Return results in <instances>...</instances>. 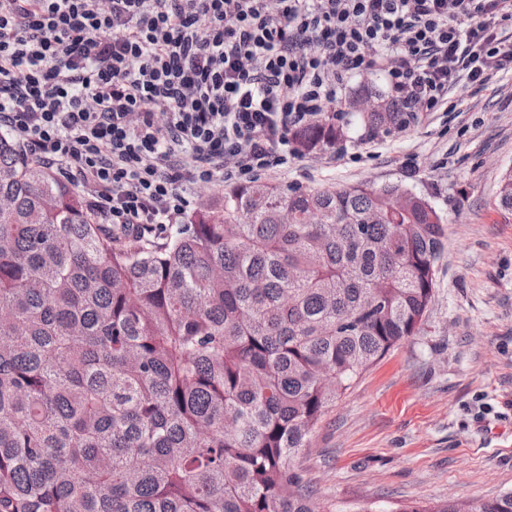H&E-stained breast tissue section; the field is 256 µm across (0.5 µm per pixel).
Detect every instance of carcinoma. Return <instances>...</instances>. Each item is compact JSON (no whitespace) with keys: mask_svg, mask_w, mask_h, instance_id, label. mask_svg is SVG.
<instances>
[{"mask_svg":"<svg viewBox=\"0 0 512 512\" xmlns=\"http://www.w3.org/2000/svg\"><path fill=\"white\" fill-rule=\"evenodd\" d=\"M351 107L399 125L379 92ZM0 200V512H320L293 461L420 330L445 239L424 196L254 181L158 242L104 229L0 132ZM399 512H512V492Z\"/></svg>","mask_w":512,"mask_h":512,"instance_id":"cac0c4a2","label":"carcinoma"}]
</instances>
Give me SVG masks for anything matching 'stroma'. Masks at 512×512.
Listing matches in <instances>:
<instances>
[{"label": "stroma", "instance_id": "stroma-1", "mask_svg": "<svg viewBox=\"0 0 512 512\" xmlns=\"http://www.w3.org/2000/svg\"><path fill=\"white\" fill-rule=\"evenodd\" d=\"M452 112L345 137L271 173L284 186L399 183L443 219L445 248L420 331L364 371L295 461L324 512H396L408 502L512 492V74L459 83Z\"/></svg>", "mask_w": 512, "mask_h": 512}]
</instances>
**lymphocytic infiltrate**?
<instances>
[{
	"mask_svg": "<svg viewBox=\"0 0 512 512\" xmlns=\"http://www.w3.org/2000/svg\"><path fill=\"white\" fill-rule=\"evenodd\" d=\"M512 0H0V127L117 229L191 185L287 167L293 131L382 73L404 122L512 71Z\"/></svg>",
	"mask_w": 512,
	"mask_h": 512,
	"instance_id": "1",
	"label": "lymphocytic infiltrate"
}]
</instances>
